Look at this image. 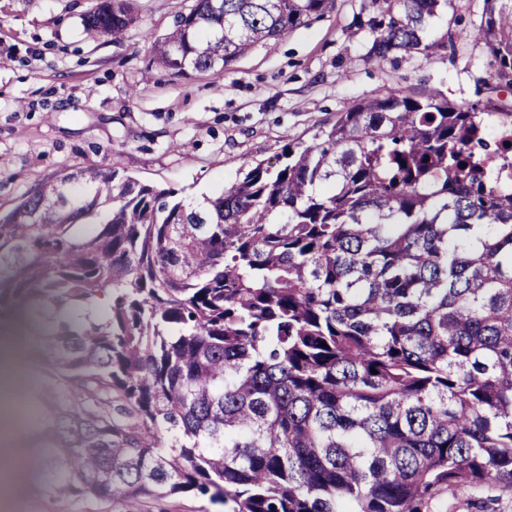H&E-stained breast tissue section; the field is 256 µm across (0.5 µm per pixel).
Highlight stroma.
Instances as JSON below:
<instances>
[{
    "mask_svg": "<svg viewBox=\"0 0 512 512\" xmlns=\"http://www.w3.org/2000/svg\"><path fill=\"white\" fill-rule=\"evenodd\" d=\"M122 42L92 39L82 25L92 0H0V213L61 170L116 169L177 190L188 202L220 193L244 162H275L288 143L309 144L319 126L389 87L437 90L456 104L512 102L486 47L470 36L483 0H451L432 37L453 33L448 52L370 57L353 19L362 0L335 9L256 49L232 70L178 75L149 47L193 0H135ZM23 474L0 476V512H121L95 496L60 499L33 482L41 459L22 443ZM193 492L142 499L139 512H224ZM428 512H512V490L442 491Z\"/></svg>",
    "mask_w": 512,
    "mask_h": 512,
    "instance_id": "35a3bbf8",
    "label": "stroma"
}]
</instances>
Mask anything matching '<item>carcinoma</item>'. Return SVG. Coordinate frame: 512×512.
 Here are the masks:
<instances>
[{"label":"carcinoma","instance_id":"1","mask_svg":"<svg viewBox=\"0 0 512 512\" xmlns=\"http://www.w3.org/2000/svg\"><path fill=\"white\" fill-rule=\"evenodd\" d=\"M450 0H364L379 59L428 55ZM336 0H194L156 38L233 69ZM472 35L512 87V6ZM121 39L132 0H95ZM512 109L382 88L216 197L61 171L0 216V317L35 333L42 484L138 512L194 491L231 512H423L512 488V179L484 136Z\"/></svg>","mask_w":512,"mask_h":512}]
</instances>
